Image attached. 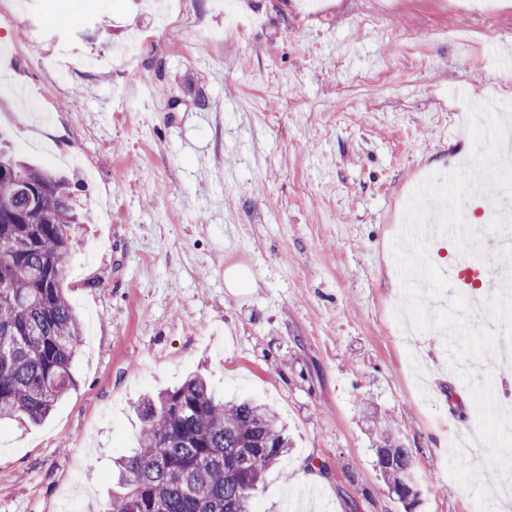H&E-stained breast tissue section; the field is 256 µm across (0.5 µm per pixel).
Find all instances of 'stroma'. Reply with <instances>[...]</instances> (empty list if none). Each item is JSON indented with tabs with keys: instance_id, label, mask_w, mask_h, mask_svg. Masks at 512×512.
I'll return each mask as SVG.
<instances>
[{
	"instance_id": "stroma-1",
	"label": "stroma",
	"mask_w": 512,
	"mask_h": 512,
	"mask_svg": "<svg viewBox=\"0 0 512 512\" xmlns=\"http://www.w3.org/2000/svg\"><path fill=\"white\" fill-rule=\"evenodd\" d=\"M38 2L0 27V73L43 107L0 97V134L79 179L93 222L63 282L77 382L41 423L0 425V512H94L138 404L195 371L288 427L258 512H406L373 467L377 416L413 451V512H495L488 479L448 460L477 416L440 330L418 335L423 387L407 367L393 242L423 172L472 148L459 88L512 104V0L496 22L467 0H237L230 20L165 0L163 29L154 0ZM52 33L76 60L62 74L41 65ZM136 36L134 78L111 60ZM237 266L255 284L232 294ZM301 463L322 483L296 481Z\"/></svg>"
}]
</instances>
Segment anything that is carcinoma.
I'll list each match as a JSON object with an SVG mask.
<instances>
[{
	"mask_svg": "<svg viewBox=\"0 0 512 512\" xmlns=\"http://www.w3.org/2000/svg\"><path fill=\"white\" fill-rule=\"evenodd\" d=\"M68 176L0 147V421L38 422L73 385L79 318L61 288L75 237ZM139 448L117 462L119 490L97 512H253L264 475L288 456V436L273 410L242 398H216L200 375L147 396L138 406ZM374 466L401 491L413 453L395 442L386 418Z\"/></svg>",
	"mask_w": 512,
	"mask_h": 512,
	"instance_id": "cac0c4a2",
	"label": "carcinoma"
}]
</instances>
